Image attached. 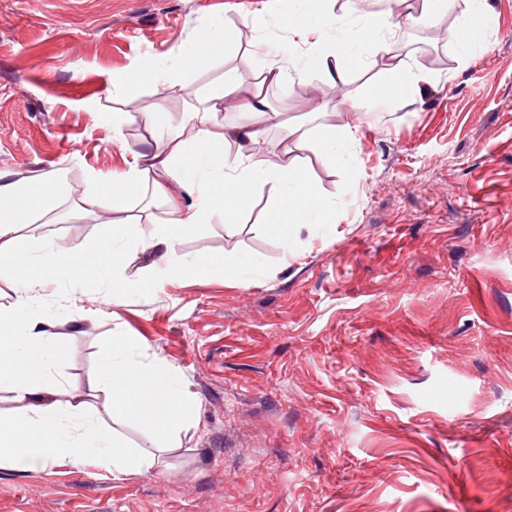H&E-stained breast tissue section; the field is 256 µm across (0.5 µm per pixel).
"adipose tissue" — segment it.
<instances>
[{"mask_svg":"<svg viewBox=\"0 0 512 512\" xmlns=\"http://www.w3.org/2000/svg\"><path fill=\"white\" fill-rule=\"evenodd\" d=\"M459 1L419 0L417 9L400 23L387 11L358 12L350 28L344 29L337 25L339 0H301V10L288 14L286 24L304 45L305 57L342 83L350 67L361 64L367 53L396 41L400 24L436 23ZM223 42L224 24L214 21L189 47L178 49L179 66L193 70L207 66ZM256 49L266 59L261 84L246 89L224 75L210 95L211 107L189 113L188 121L196 129L189 139L182 128L169 123L163 100H155L143 118L165 134L169 151H131L126 170L95 180L82 202L88 212L123 211L141 197L144 184H151L166 219L150 231L115 224L97 245L79 250L59 249L49 239L35 243L22 229L57 208L66 193L63 173L28 179L0 174V280L19 290L13 302L0 305V392L9 393L13 402L10 410L0 411V464L45 469L70 463L116 478L161 472L166 465L160 455L128 446L115 431V423L137 421L165 440L201 425L199 405L178 371L158 354H147L137 337L125 334L113 336L102 352L86 398L61 400L67 381L64 352L49 331L46 314L29 302L28 292L48 283L108 278L111 290L104 300L116 303L154 287L161 277H178L197 268L217 278L242 277L243 267L225 265L211 256H187L179 244L213 214L235 223L249 209L253 188L264 183L277 184L279 194L260 227L262 233L285 240L296 225L327 223L328 209L304 167L291 163L272 170L255 160L265 127L279 121L278 113L269 109L267 89L290 77L276 46L260 43ZM424 80V74L410 64L396 65L365 98L351 100L350 107L363 112L383 96L400 101ZM227 98L240 101L241 118L218 134L212 129V108ZM296 135L302 150L333 161L354 131L348 126H320L297 130ZM228 144L233 152H225ZM145 250L155 254L153 265L127 274L129 252ZM101 394L110 400L108 425L98 421L90 403Z\"/></svg>","mask_w":512,"mask_h":512,"instance_id":"ef3b65f1","label":"adipose tissue"}]
</instances>
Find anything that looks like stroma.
<instances>
[{
  "instance_id": "1",
  "label": "stroma",
  "mask_w": 512,
  "mask_h": 512,
  "mask_svg": "<svg viewBox=\"0 0 512 512\" xmlns=\"http://www.w3.org/2000/svg\"><path fill=\"white\" fill-rule=\"evenodd\" d=\"M491 48L461 59L448 33L465 5L408 27L345 84L316 70L273 89L289 124L357 127L344 164L272 128L259 164L305 167L326 224L263 234L279 192L259 187L237 223L216 215L182 239L191 257L257 258L247 284L202 271L105 305L99 288L33 294L65 347L64 399L83 396L115 334L161 354L201 404L165 473L119 479L67 465L0 469V512H512V0H487ZM293 0H0V173L66 175L53 213L25 228L62 248L114 224L149 228L150 195L125 211H82L94 178L129 150L167 143L141 114L152 83L121 82L148 61L172 68V125L206 108L233 73L254 82L255 43L301 51L281 19ZM267 19L254 29V16ZM233 39L210 66L175 53L214 20ZM408 62L426 91L363 115L342 105ZM125 113L120 131L96 111Z\"/></svg>"
}]
</instances>
